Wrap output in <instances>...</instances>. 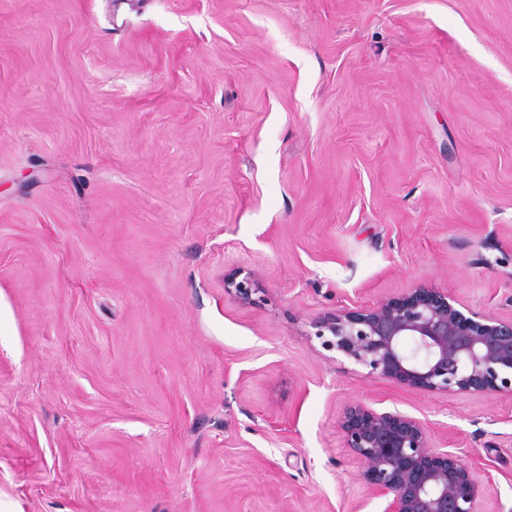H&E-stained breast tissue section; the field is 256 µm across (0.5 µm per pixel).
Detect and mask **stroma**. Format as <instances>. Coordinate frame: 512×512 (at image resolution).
<instances>
[{
  "label": "stroma",
  "instance_id": "1",
  "mask_svg": "<svg viewBox=\"0 0 512 512\" xmlns=\"http://www.w3.org/2000/svg\"><path fill=\"white\" fill-rule=\"evenodd\" d=\"M419 284L512 317V0H0V512H382L353 401L512 512L511 394L314 334Z\"/></svg>",
  "mask_w": 512,
  "mask_h": 512
}]
</instances>
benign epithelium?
Returning <instances> with one entry per match:
<instances>
[{
	"mask_svg": "<svg viewBox=\"0 0 512 512\" xmlns=\"http://www.w3.org/2000/svg\"><path fill=\"white\" fill-rule=\"evenodd\" d=\"M323 347L370 374L433 393L512 394V319L474 312L424 286L401 301L340 310L314 324ZM343 447L363 464L382 512H484L479 471L436 451L426 426L362 402L343 409Z\"/></svg>",
	"mask_w": 512,
	"mask_h": 512,
	"instance_id": "7a95c632",
	"label": "benign epithelium"
}]
</instances>
